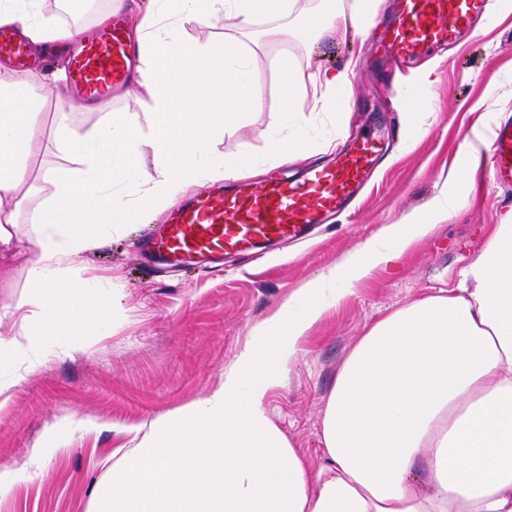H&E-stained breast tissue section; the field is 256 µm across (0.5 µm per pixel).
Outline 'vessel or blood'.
Here are the masks:
<instances>
[{
	"label": "vessel or blood",
	"mask_w": 512,
	"mask_h": 512,
	"mask_svg": "<svg viewBox=\"0 0 512 512\" xmlns=\"http://www.w3.org/2000/svg\"><path fill=\"white\" fill-rule=\"evenodd\" d=\"M489 8L490 0H396L393 21L377 50L399 59L421 55L456 40ZM125 27V19L118 16L96 39L74 43L71 80L87 99L104 98L114 84L128 79L132 48ZM379 152L377 140L366 135L334 165L309 168L298 181L271 178L214 185L177 206L146 248L191 258L246 252L262 242L300 237L324 215L348 204ZM492 158L499 178H512V124L496 129Z\"/></svg>",
	"instance_id": "obj_1"
}]
</instances>
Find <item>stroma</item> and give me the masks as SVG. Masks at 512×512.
<instances>
[{"label": "stroma", "instance_id": "stroma-1", "mask_svg": "<svg viewBox=\"0 0 512 512\" xmlns=\"http://www.w3.org/2000/svg\"><path fill=\"white\" fill-rule=\"evenodd\" d=\"M392 2L375 0V26L337 31L314 51L298 40L265 46L253 73L261 94L237 130L216 145L227 155L262 160L264 175L275 171L271 132L282 120L284 90L272 60L286 52L303 86L295 106L310 123L311 150L289 161L288 172L297 176L307 165L333 162L335 150L323 145L335 130L326 115L312 111L319 94L311 75L355 59L349 87L336 94L346 115L342 131L372 133L388 148L349 209L309 238L260 244L258 261L233 255L220 264L152 265L136 249L150 225L120 228L76 261L83 277L111 286L104 299L86 306L82 328L59 327L58 355L35 366L20 353L0 359V381L14 384L0 409V464L25 472L0 492V512H88L110 482L113 450L135 447L133 427L210 392L253 326L362 243L382 238L387 225L424 214L434 203L446 205L445 220L356 284L313 326L267 399L294 446L319 463L326 399L365 328L395 308L457 287L492 226L512 219V185L495 177L490 151L493 126L512 121V0H496L465 40L438 51L435 70L421 58L396 82L370 60L373 38L392 19ZM413 94L418 106H404ZM22 266L19 259L12 264L14 306L0 316V334L23 346L19 329L32 309L21 303ZM111 296L122 305L116 317ZM80 418L111 427L79 429ZM39 448L45 454L38 459Z\"/></svg>", "mask_w": 512, "mask_h": 512}]
</instances>
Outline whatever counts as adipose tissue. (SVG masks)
<instances>
[{
  "label": "adipose tissue",
  "mask_w": 512,
  "mask_h": 512,
  "mask_svg": "<svg viewBox=\"0 0 512 512\" xmlns=\"http://www.w3.org/2000/svg\"><path fill=\"white\" fill-rule=\"evenodd\" d=\"M150 0L129 36L139 47L134 82L143 112H108L91 127L57 112L37 115L50 82L65 75L0 60V261L27 250L25 334L51 349L49 324L71 321L93 292L75 266L105 235L147 224L189 185L235 181L256 168L215 142L235 129L260 94L249 43L261 15L282 23L267 42L374 24L372 0L344 10L320 0ZM221 26L234 39H187L185 25ZM0 28L21 30L36 54L74 38L43 0H0ZM50 139L67 164L31 175L28 161ZM151 151L156 175L139 178ZM446 210L392 224L382 239L290 298L256 325L211 392L159 415L136 447L116 449L112 489L94 512H512V223L494 225L462 286L372 322L343 362L323 409L322 461L294 448L266 408L282 367L349 286L429 234ZM26 233H19L21 216Z\"/></svg>",
  "instance_id": "adipose-tissue-1"
}]
</instances>
